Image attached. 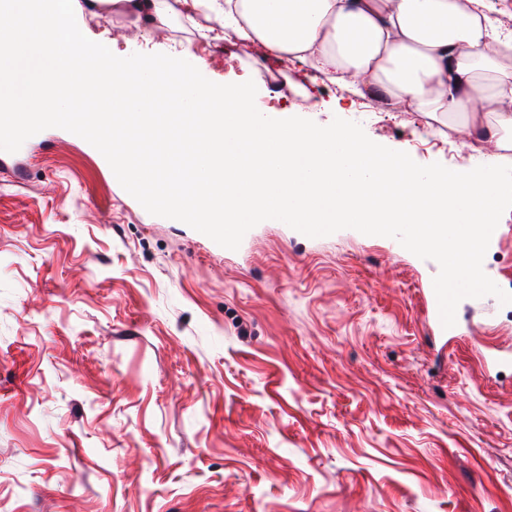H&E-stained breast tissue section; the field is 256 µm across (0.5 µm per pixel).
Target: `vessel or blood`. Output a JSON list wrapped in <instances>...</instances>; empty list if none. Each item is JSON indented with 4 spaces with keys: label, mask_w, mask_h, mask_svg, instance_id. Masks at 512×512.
I'll return each instance as SVG.
<instances>
[{
    "label": "vessel or blood",
    "mask_w": 512,
    "mask_h": 512,
    "mask_svg": "<svg viewBox=\"0 0 512 512\" xmlns=\"http://www.w3.org/2000/svg\"><path fill=\"white\" fill-rule=\"evenodd\" d=\"M359 230L369 237H386L394 241L399 249L415 252L419 258H430V251L419 247L418 242L424 232L439 240L453 237L461 238L474 232L482 233L486 246H494L502 235V227L498 224L477 226L474 224H456L431 226L423 230L418 224H363ZM471 289L464 283L445 284L442 280L431 281L424 290L426 314L430 329L435 337L455 336L458 325L453 318V307L457 300L470 295Z\"/></svg>",
    "instance_id": "obj_1"
}]
</instances>
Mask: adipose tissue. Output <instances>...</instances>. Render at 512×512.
Wrapping results in <instances>:
<instances>
[{
	"label": "adipose tissue",
	"instance_id": "obj_1",
	"mask_svg": "<svg viewBox=\"0 0 512 512\" xmlns=\"http://www.w3.org/2000/svg\"><path fill=\"white\" fill-rule=\"evenodd\" d=\"M208 9L218 28L231 30L263 59L295 58L360 99L392 112L426 113L456 133L459 148L481 145L483 167L424 171L410 155H385L348 126H278L254 113L233 87L213 90L186 82L178 106L189 110L214 98L233 102L204 147L172 145L134 181L200 187L201 224H277L292 207L300 224H490L498 212L499 151L512 148V48L487 0H0V113L54 118L70 96L58 79L76 85L79 59L104 72L101 96L119 112L146 111L147 99L128 93V72L112 55V41L88 44L83 14L126 17L150 35L174 18Z\"/></svg>",
	"mask_w": 512,
	"mask_h": 512
}]
</instances>
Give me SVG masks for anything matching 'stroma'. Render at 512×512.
<instances>
[{
  "label": "stroma",
  "instance_id": "obj_1",
  "mask_svg": "<svg viewBox=\"0 0 512 512\" xmlns=\"http://www.w3.org/2000/svg\"><path fill=\"white\" fill-rule=\"evenodd\" d=\"M173 30L266 121L345 124L424 170L481 161L431 117L295 60L269 87L233 33ZM498 166L483 270L512 293V150ZM439 273L349 228L260 224L219 253L67 130L0 151V512H512V370L481 363L512 351V302L470 295L429 344Z\"/></svg>",
  "mask_w": 512,
  "mask_h": 512
}]
</instances>
